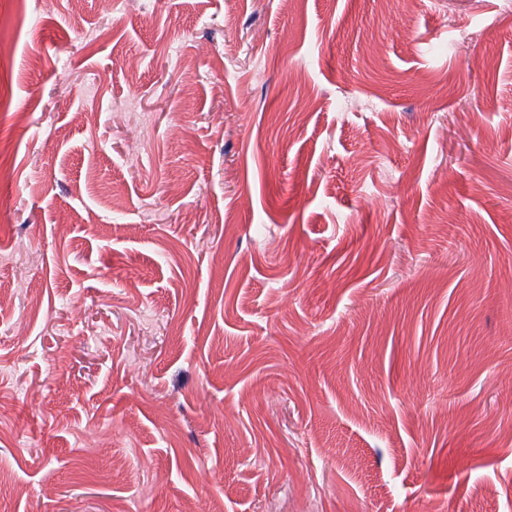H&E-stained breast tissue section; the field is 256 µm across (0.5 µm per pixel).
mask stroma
<instances>
[{
    "label": "stroma",
    "mask_w": 512,
    "mask_h": 512,
    "mask_svg": "<svg viewBox=\"0 0 512 512\" xmlns=\"http://www.w3.org/2000/svg\"><path fill=\"white\" fill-rule=\"evenodd\" d=\"M512 512V0H0V512Z\"/></svg>",
    "instance_id": "stroma-1"
}]
</instances>
